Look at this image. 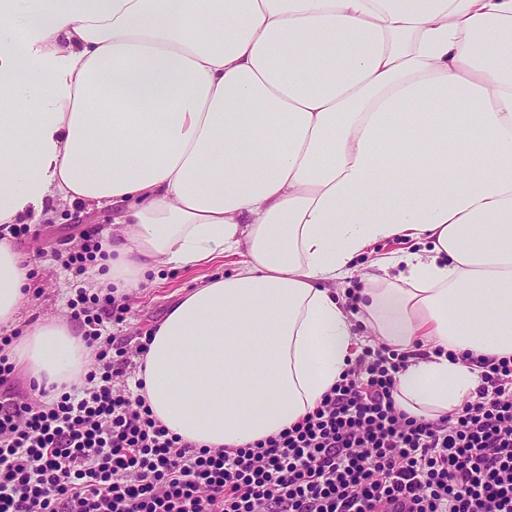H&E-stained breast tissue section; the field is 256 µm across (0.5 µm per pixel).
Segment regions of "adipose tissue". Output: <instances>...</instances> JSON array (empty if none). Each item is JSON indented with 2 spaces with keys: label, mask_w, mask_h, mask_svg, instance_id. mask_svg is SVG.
<instances>
[{
  "label": "adipose tissue",
  "mask_w": 512,
  "mask_h": 512,
  "mask_svg": "<svg viewBox=\"0 0 512 512\" xmlns=\"http://www.w3.org/2000/svg\"><path fill=\"white\" fill-rule=\"evenodd\" d=\"M0 334L30 300L8 233L63 204L116 227L92 287L236 255L152 334L154 418L240 448L311 412L356 321L410 352L394 399L437 419L512 359V0H0ZM417 251L333 281L382 240ZM49 397L93 362L69 324L13 339Z\"/></svg>",
  "instance_id": "1"
}]
</instances>
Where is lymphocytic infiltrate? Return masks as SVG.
<instances>
[{"instance_id":"obj_1","label":"lymphocytic infiltrate","mask_w":512,"mask_h":512,"mask_svg":"<svg viewBox=\"0 0 512 512\" xmlns=\"http://www.w3.org/2000/svg\"><path fill=\"white\" fill-rule=\"evenodd\" d=\"M111 293L71 320L95 364L52 402L19 397L1 351L0 512H512V360L486 359L475 400L430 422L397 411L407 353L364 348L300 421L243 448L195 449L118 388Z\"/></svg>"}]
</instances>
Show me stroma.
Masks as SVG:
<instances>
[{"mask_svg": "<svg viewBox=\"0 0 512 512\" xmlns=\"http://www.w3.org/2000/svg\"><path fill=\"white\" fill-rule=\"evenodd\" d=\"M25 235L14 238L15 248L32 263L31 301L21 311L15 335L45 318L70 316V304L76 300L86 281L67 267L71 253L80 251L87 236L111 231L110 215L101 210L57 208L52 219L29 218ZM200 272L196 269L172 270L161 267L150 279L130 294L123 320L109 323L107 335L134 353L140 336L161 321L170 306L192 288Z\"/></svg>", "mask_w": 512, "mask_h": 512, "instance_id": "stroma-1", "label": "stroma"}]
</instances>
